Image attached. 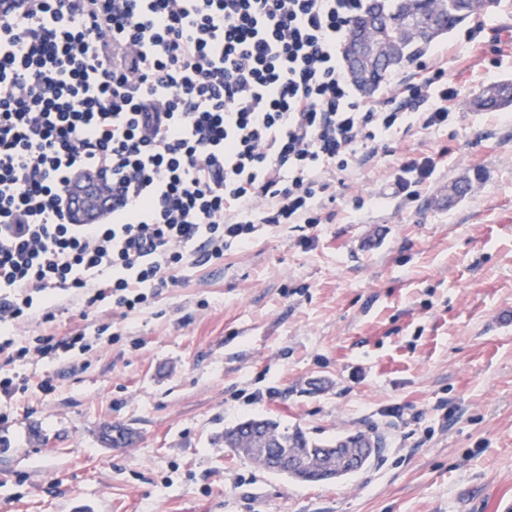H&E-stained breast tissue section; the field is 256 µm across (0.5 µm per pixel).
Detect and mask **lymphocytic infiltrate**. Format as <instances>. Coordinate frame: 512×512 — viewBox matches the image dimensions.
<instances>
[{
    "label": "lymphocytic infiltrate",
    "instance_id": "1",
    "mask_svg": "<svg viewBox=\"0 0 512 512\" xmlns=\"http://www.w3.org/2000/svg\"><path fill=\"white\" fill-rule=\"evenodd\" d=\"M362 0H0V326L128 315L186 267L275 224H317L382 133L448 122L443 69L360 100L343 64ZM112 187L80 222V176ZM98 337L0 336V361Z\"/></svg>",
    "mask_w": 512,
    "mask_h": 512
}]
</instances>
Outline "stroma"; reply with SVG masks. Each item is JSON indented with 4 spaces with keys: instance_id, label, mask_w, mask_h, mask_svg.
<instances>
[{
    "instance_id": "35a3bbf8",
    "label": "stroma",
    "mask_w": 512,
    "mask_h": 512,
    "mask_svg": "<svg viewBox=\"0 0 512 512\" xmlns=\"http://www.w3.org/2000/svg\"><path fill=\"white\" fill-rule=\"evenodd\" d=\"M478 21L481 38L466 23L434 46L447 125L387 135L343 173L332 219L268 228L127 318L57 311L51 333L105 324L110 339L14 365L28 388L0 398V512H506L512 105L474 100L512 82V0ZM407 156L437 163L412 199L394 189ZM258 416L382 451L338 482L291 481L225 448ZM107 423L132 443L105 444Z\"/></svg>"
}]
</instances>
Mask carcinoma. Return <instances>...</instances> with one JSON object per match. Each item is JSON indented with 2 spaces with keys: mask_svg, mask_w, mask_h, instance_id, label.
<instances>
[{
  "mask_svg": "<svg viewBox=\"0 0 512 512\" xmlns=\"http://www.w3.org/2000/svg\"><path fill=\"white\" fill-rule=\"evenodd\" d=\"M491 0H371L348 28L347 39L366 41L383 38L399 40V54L393 61L377 67L364 88L377 89L394 70L424 56L441 37L475 16L487 11ZM512 104V83L492 87L477 106L496 110ZM334 443L310 439L298 428L288 431L272 419L250 418L224 430V447L256 462L267 471L296 482L317 483L341 473L354 474V462Z\"/></svg>",
  "mask_w": 512,
  "mask_h": 512,
  "instance_id": "1",
  "label": "carcinoma"
}]
</instances>
